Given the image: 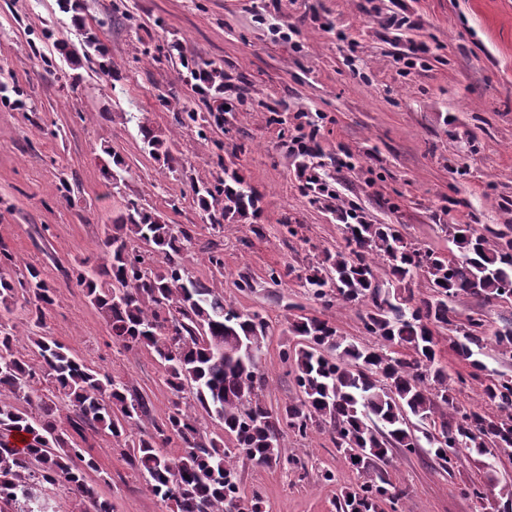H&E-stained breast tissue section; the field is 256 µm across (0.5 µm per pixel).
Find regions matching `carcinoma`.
I'll list each match as a JSON object with an SVG mask.
<instances>
[{
    "label": "carcinoma",
    "instance_id": "obj_1",
    "mask_svg": "<svg viewBox=\"0 0 512 512\" xmlns=\"http://www.w3.org/2000/svg\"><path fill=\"white\" fill-rule=\"evenodd\" d=\"M60 9L83 23L82 0H59ZM29 42L35 59L47 71L54 60ZM58 53L76 70L95 52L99 70L112 74L107 51L94 36L85 38L82 52L57 45ZM187 78L206 96L224 92V67L201 58L180 56ZM18 83H0V105L25 104ZM177 124L207 138L224 129V103L206 110H183ZM138 130L149 154L161 159L171 172L179 171L172 143L147 123ZM103 176L110 185L126 171L124 158L111 147ZM322 155L316 139L296 154L306 173L300 190L312 195L345 223V246L307 263L300 271L271 267L268 280L276 285L296 274L306 292L324 310L339 305H362L364 333L376 339L373 347L349 343L337 334L328 318L300 316L289 322L297 338L281 359L291 363L296 399L273 408L262 399L267 377L260 356L239 351V341L262 343L269 324L258 311L244 312L224 298V292L190 275L185 258L198 238L192 231L165 224L135 202L107 225L102 241L103 262L91 270L79 269L76 284L104 318L112 342L126 351L146 349L162 367L163 381L179 397L193 390L197 405L224 425L223 440H203L198 417L190 405L177 400L165 422L153 433L136 432L149 413L147 400L131 391L119 377L103 373L74 358L70 349L41 332L46 310L55 303V288L35 269L13 279L14 254L0 243V512H54L44 491L64 488L77 512H113L112 501L101 494L109 484L96 458L82 448L86 427L110 433L125 447L127 463L146 482L154 496L171 512H262V497L241 491L237 459L243 456L259 466L280 465L283 429L306 438L332 427L337 452L355 465L356 451H367L374 467L363 481L342 491L336 512H397L404 497L385 476L383 466L392 449L409 453L419 448L451 473L460 453L468 450L474 462L499 452H512V375L488 370L478 359L488 340L485 320H461L448 300L463 294L512 300V225L509 231L471 225L446 224L453 248L449 253L420 248L409 242L395 224H375L353 203L335 205L336 189L313 164ZM211 180H190L193 200L209 220L211 230L257 210L259 197L236 173L224 167ZM163 259L161 268L152 256ZM385 264L389 281L380 280L375 259ZM417 277L428 282L431 293L416 297L411 284ZM38 331L22 341L9 326L17 290ZM450 332L448 348L471 368L469 377L481 381L486 408H467L448 385L434 336ZM31 347L42 359L34 369L23 350ZM43 380L47 388L34 383ZM23 401L20 408L4 398ZM443 441H438L437 437ZM21 440L24 447L16 446ZM174 440L183 453L169 457L166 446ZM469 494L482 500L499 497L512 505V481L474 483Z\"/></svg>",
    "mask_w": 512,
    "mask_h": 512
}]
</instances>
